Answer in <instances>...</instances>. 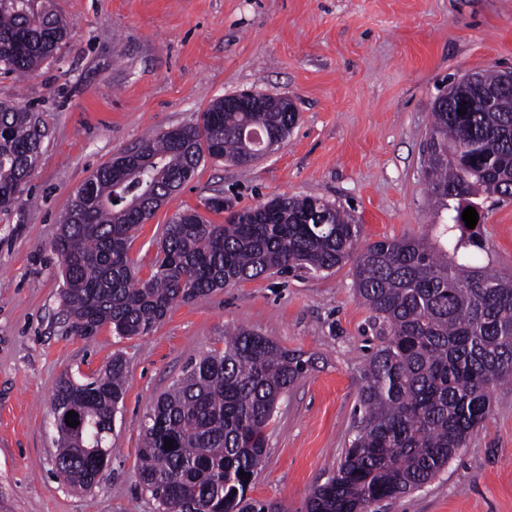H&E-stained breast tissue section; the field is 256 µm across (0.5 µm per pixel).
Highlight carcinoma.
<instances>
[{
  "instance_id": "cac0c4a2",
  "label": "carcinoma",
  "mask_w": 512,
  "mask_h": 512,
  "mask_svg": "<svg viewBox=\"0 0 512 512\" xmlns=\"http://www.w3.org/2000/svg\"><path fill=\"white\" fill-rule=\"evenodd\" d=\"M68 38L66 24L35 0H0L4 73H33ZM503 75L486 70L483 88H460L448 108H432L424 177L430 203L446 215L433 243L403 236L363 245L359 220L336 203L279 195L223 224L175 214L141 279L129 258L131 232L205 158L247 164L266 138L285 141L296 113L282 111L274 96L265 107L226 112L220 98L201 123L117 154L76 191L53 242L71 330L91 338L108 325L120 338L144 336L179 302L273 272L316 275L351 260L355 296L381 321L384 338L359 369L349 448L306 512H365L421 488L483 426L492 392L512 384V275L473 265L464 249L481 247L480 239L462 234L466 208L480 213L489 197L512 198V106L491 112L487 98ZM46 137L39 113L0 104L1 209L23 200ZM312 368L311 359L244 327L224 336V350L190 363L141 429L139 478L162 512H269L247 488L277 401ZM124 393L120 357L87 382H58L51 405L74 401L84 421L82 436L57 439L56 470L73 489L95 486L97 449L109 447L108 423Z\"/></svg>"
}]
</instances>
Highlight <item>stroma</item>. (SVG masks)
<instances>
[{"instance_id": "obj_1", "label": "stroma", "mask_w": 512, "mask_h": 512, "mask_svg": "<svg viewBox=\"0 0 512 512\" xmlns=\"http://www.w3.org/2000/svg\"><path fill=\"white\" fill-rule=\"evenodd\" d=\"M70 38L23 80L0 74V101L40 112L48 135L23 202L0 210V512H159L138 478L139 423L192 361L243 326L314 357L279 401L247 495L305 512L352 437L358 372L381 325L354 295L352 266L271 273L175 306L147 336L93 340L66 319L52 250L76 189L148 135L192 125L215 100L251 90L293 98L298 121L250 165L201 162L138 227L129 256L148 276L164 224L220 194L234 210L279 195L351 210L363 238L435 239L422 150L432 102L462 75L512 70V0H46ZM474 265L512 274V200L485 202ZM126 393L98 486L54 473L50 400L61 377L83 382L113 356ZM370 512H512V387L465 448L422 488Z\"/></svg>"}]
</instances>
